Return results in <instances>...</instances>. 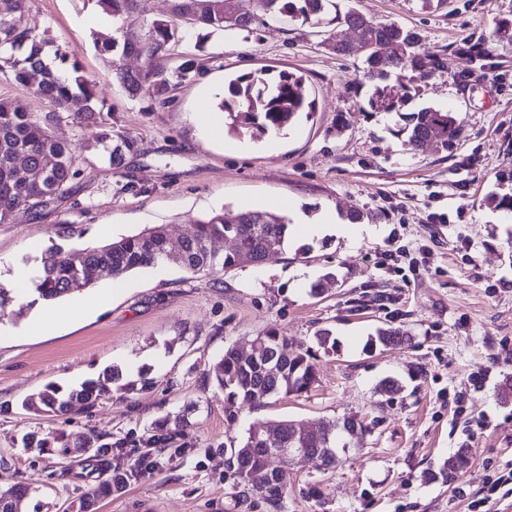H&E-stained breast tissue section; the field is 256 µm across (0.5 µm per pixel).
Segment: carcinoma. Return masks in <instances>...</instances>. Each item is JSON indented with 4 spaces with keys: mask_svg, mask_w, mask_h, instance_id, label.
Returning <instances> with one entry per match:
<instances>
[{
    "mask_svg": "<svg viewBox=\"0 0 512 512\" xmlns=\"http://www.w3.org/2000/svg\"><path fill=\"white\" fill-rule=\"evenodd\" d=\"M104 12L119 21L124 28L123 41L104 39L98 49L108 55H136L143 66L136 71L116 67V74L132 97L147 95L163 106L172 83L194 79L198 66L186 61L172 73L159 69L155 61L181 41L179 26L206 27L213 30L250 31L265 19L282 23L319 17L330 0H260L264 16L251 11L250 0H168L167 15L146 19L144 0H94ZM0 13L18 16V23L0 28V72L8 74L18 84L32 90L39 98L51 102L56 109L80 123L91 122L98 127L93 142L84 146L92 155H108L117 166L122 160V149L134 145L112 146L115 136L112 122L98 109L97 85L87 78L77 62H69V53L58 52L60 65H69L61 73L45 63L43 43L32 38L28 24V0H0ZM344 26L354 30L370 50L365 53L366 78L376 82L368 106L374 112H397L404 99L394 89L381 82L397 70L436 69V62L420 52L419 35L394 23H377L357 10H348ZM302 77L282 72L277 80L267 78L263 70L240 75L227 82V91L220 109L225 112L224 126L234 133L247 130L263 135L279 132L302 113L305 100L299 92ZM408 142L415 148L435 141L443 147L455 142L462 126L453 113L435 108H423L410 116L404 127ZM42 171L40 178L32 176ZM82 171L75 166L72 149L58 141L48 125L15 102L0 99V223L15 211L24 209L34 215L52 203L69 196L72 183ZM288 218L265 211L216 212L194 225L175 260L191 275L218 273L239 265L244 254L254 258L265 256L268 249L284 251L288 247ZM231 236L237 240V250L220 254L211 249L216 239ZM169 259L163 236L158 231L144 230L134 235L111 240L100 245L81 248L57 244L44 252L42 275L34 282L35 291L50 300L60 299L74 290V284L83 280L92 270L102 266L114 277L133 271L155 267ZM268 345L279 351L272 362L254 360L229 347L209 369V378L224 390L229 407L236 405L262 406L266 400L283 394L308 391L317 381L314 365L307 355L288 354V338L275 329L263 332ZM405 342L404 332L398 328H380L368 339L366 350L399 346ZM111 393L98 380H87L76 387L63 388L48 385L37 396L28 399L25 407L36 412L64 413L74 404L91 406ZM299 425L297 420H282L277 426L278 437L269 440V433L261 424L253 425L231 455L234 475L238 483L258 491L274 508L282 507L288 490V471L274 470L267 482L252 486V473L264 468L266 454L271 448L281 447ZM340 425L347 430V440L331 447H321L320 457L326 467L336 465L339 454L346 452L349 439L358 435L362 423L353 417L333 418L323 422L321 431ZM28 448H58L65 454L69 443L62 436L28 438ZM469 464L464 448L448 456L438 471L424 473L428 482L438 479L445 483L455 481ZM29 487L20 484L0 491V512H13L27 497Z\"/></svg>",
    "mask_w": 512,
    "mask_h": 512,
    "instance_id": "obj_1",
    "label": "carcinoma"
}]
</instances>
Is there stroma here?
<instances>
[{"mask_svg": "<svg viewBox=\"0 0 512 512\" xmlns=\"http://www.w3.org/2000/svg\"><path fill=\"white\" fill-rule=\"evenodd\" d=\"M355 8L381 23L419 34L434 72L390 77L406 103L374 112L363 76L364 54H336L330 37L338 16ZM512 20V0H335L322 22L267 21L253 32L184 29L183 41L159 57L174 71L192 54L202 76L173 87L166 105L130 97L111 56L95 40L116 26L94 0H31L35 38L74 49L95 80L115 133L133 141L121 168L83 150L96 126L63 117L52 126L83 174L68 198L40 216L15 211L0 223V277L16 265H39L68 232V246L104 242L158 225L171 245L197 219L230 206L310 221L325 210L339 220L356 212L376 237L309 239L294 231L289 247L258 266L216 276H191L163 264L124 277L99 304L100 284L78 291L90 309L67 313L54 332L23 335L34 314L7 291L0 323V490L21 482L33 491L25 512H274L259 494L242 490L229 467L232 441L255 422L294 419L316 426L341 416L364 430L334 468L320 459L270 456L287 469L281 512H469L488 475L512 462V212L490 197L512 194L499 175L512 171V39H493L500 19ZM492 38L494 55L477 59L466 45ZM266 70L303 77L314 110L280 134H206L223 123L217 107L226 79ZM432 107L453 112L462 135L448 148L412 147L403 128L410 113ZM447 223H431V214ZM421 250L423 262L382 263L398 246ZM322 282L314 295L310 287ZM410 336L408 345L366 352L377 328ZM274 328L288 350L307 354L317 381L305 393L264 407H229L206 372L230 347L249 351ZM331 330L335 348L320 346ZM124 381L151 379L148 388L116 390L91 407L55 416L25 408L48 383L74 385L109 369ZM484 370L482 387L472 373ZM394 378L397 388L381 382ZM466 413L456 416V405ZM75 440L91 434L107 443L98 457L27 448L29 435L48 431ZM171 437L164 448L143 437ZM470 463L453 484L424 481L458 448ZM129 475L112 494L96 488L114 469Z\"/></svg>", "mask_w": 512, "mask_h": 512, "instance_id": "obj_1", "label": "stroma"}]
</instances>
